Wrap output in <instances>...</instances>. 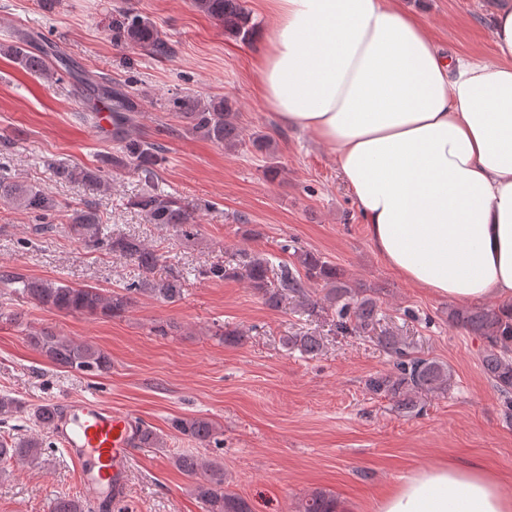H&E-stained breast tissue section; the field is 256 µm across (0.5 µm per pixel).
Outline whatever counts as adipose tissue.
<instances>
[{"label":"adipose tissue","mask_w":512,"mask_h":512,"mask_svg":"<svg viewBox=\"0 0 512 512\" xmlns=\"http://www.w3.org/2000/svg\"><path fill=\"white\" fill-rule=\"evenodd\" d=\"M258 96L325 145L369 241L440 299L512 307V0L492 17L496 58L444 49L397 0H263ZM372 512H512L473 465L438 462Z\"/></svg>","instance_id":"obj_1"}]
</instances>
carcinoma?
<instances>
[{
  "label": "carcinoma",
  "instance_id": "carcinoma-1",
  "mask_svg": "<svg viewBox=\"0 0 512 512\" xmlns=\"http://www.w3.org/2000/svg\"><path fill=\"white\" fill-rule=\"evenodd\" d=\"M193 4L224 25V32L236 39H248L255 28L244 0H193ZM112 40L157 58L171 51V46L153 23L131 11L123 13L121 19L112 25ZM31 44V35L21 31L11 44L0 51L26 72L46 79H53L61 68L67 69L66 60L52 41L45 40V48L38 53L30 50ZM77 82L112 103L111 135L119 144V155L112 158V166L134 163L146 185V189L134 197L132 204L144 215L147 223L171 227L184 238L193 236L196 231L193 210L155 185L158 171L166 162L163 147L131 130L138 104L122 92L89 83L86 77L77 79ZM174 107L189 120L192 131L211 142L229 151L242 146L237 112L231 102L225 99L204 102L186 96L177 100ZM52 171L60 180L96 190H108L112 185L109 171L101 167L91 169L59 164L53 166ZM0 200L34 214L38 218L36 230L42 233L51 228L59 212V203L53 195L12 182L10 177L1 173ZM67 220L69 229L78 239L129 261L136 267L138 275L121 291L110 294L93 287L76 288L60 280H19L22 284L19 292L30 296L40 307L59 313L120 317L133 306L139 295H149L169 303L180 299L179 277L157 273L164 262L163 254L138 239L109 235L96 210L90 206L71 211ZM293 256L298 268L293 270L282 266L275 288L270 287L269 281L273 263L259 253L244 251L236 260L208 267L205 274L222 280L246 282L271 308L279 307L283 298L291 297L298 299L301 309L310 316L331 309L335 314L336 332L343 336L368 333L380 323L376 301L365 294V289L350 284L344 271L335 263L322 253L307 249L297 250ZM315 285L321 286L323 294L310 291ZM450 318L456 326L482 338L480 361L484 373L501 394L511 395L512 319L505 316L500 308L459 309L451 313ZM380 341L394 358V371L371 377L368 387L372 392L396 399L397 409L410 413L416 407L415 396L441 394L448 390L453 379L449 366L415 354L389 330L381 333ZM28 343L46 360L64 368L91 375L106 373L111 368L109 357L93 343L62 338L46 328L28 336ZM287 344L311 355L321 351L323 346L322 338L312 334L291 336ZM27 412L28 406L24 402L8 394H0L1 416H21ZM31 412L40 426L49 428L57 408L46 404ZM137 428L141 445L149 448L162 446V438L149 425L139 422ZM171 428L200 444L217 448L224 445L223 432L206 418H174ZM44 451V441L37 435L10 442L0 440V465L14 461L35 465ZM173 464L189 478L190 492L204 505L205 512H252L244 498L224 489V469L219 464L206 465L189 454L174 457ZM85 508L81 499L64 496L56 499L53 512H85ZM302 512H336V499L316 492L305 502Z\"/></svg>",
  "mask_w": 512,
  "mask_h": 512
}]
</instances>
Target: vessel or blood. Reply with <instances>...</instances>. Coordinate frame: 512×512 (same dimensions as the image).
Segmentation results:
<instances>
[{
    "instance_id": "vessel-or-blood-1",
    "label": "vessel or blood",
    "mask_w": 512,
    "mask_h": 512,
    "mask_svg": "<svg viewBox=\"0 0 512 512\" xmlns=\"http://www.w3.org/2000/svg\"><path fill=\"white\" fill-rule=\"evenodd\" d=\"M52 435L80 472L81 491L90 500L120 503L131 450L139 436L126 415L97 399L70 403Z\"/></svg>"
}]
</instances>
